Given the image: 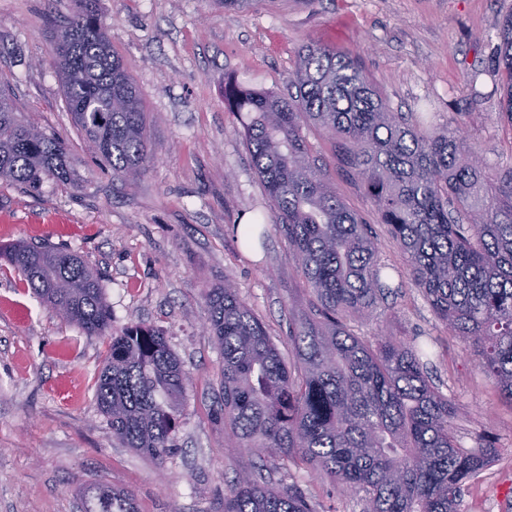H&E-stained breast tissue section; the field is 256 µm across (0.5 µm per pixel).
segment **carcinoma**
<instances>
[{
	"label": "carcinoma",
	"instance_id": "obj_1",
	"mask_svg": "<svg viewBox=\"0 0 512 512\" xmlns=\"http://www.w3.org/2000/svg\"><path fill=\"white\" fill-rule=\"evenodd\" d=\"M74 0L50 41L75 125L112 176L127 183L151 159L138 91L96 14ZM506 73L512 125V14L494 50ZM272 215L232 225L247 248L269 224L288 242L308 290L291 304L287 363L230 281L208 290L210 334L223 358L228 449L255 458L225 482L223 512H316L292 470L312 466L364 502V512H458L467 481L496 456L488 440L462 447L456 408L424 370L418 343L348 328L397 292L372 227L350 210L312 159L302 120L329 140L365 187L435 317L471 343L477 366L512 405V170L492 175L472 143L446 123L421 130L394 112L360 62L332 46L305 45L286 94L224 82ZM65 143L44 134L0 92V180L29 189L71 182ZM8 260L49 309L87 336L111 329L100 273L65 247L13 244ZM190 383L160 330L134 323L111 336L95 398L112 436L161 465L174 448ZM282 473L271 480L268 474ZM82 512H137L131 493L88 488Z\"/></svg>",
	"mask_w": 512,
	"mask_h": 512
}]
</instances>
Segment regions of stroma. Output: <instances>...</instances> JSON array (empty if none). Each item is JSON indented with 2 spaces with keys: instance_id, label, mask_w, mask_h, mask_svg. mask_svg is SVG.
Here are the masks:
<instances>
[{
  "instance_id": "1",
  "label": "stroma",
  "mask_w": 512,
  "mask_h": 512,
  "mask_svg": "<svg viewBox=\"0 0 512 512\" xmlns=\"http://www.w3.org/2000/svg\"><path fill=\"white\" fill-rule=\"evenodd\" d=\"M72 0H0V88L48 136L65 142L73 181L37 190L0 181V246L49 239L102 276L113 331L134 322L162 329L191 382L175 448L164 466L113 438L95 399L108 337L88 336L34 297L0 259V512H80L84 488L131 492L138 512H220L224 483L248 468L225 449L220 416L222 356L210 335L206 289L231 281L289 355L288 303L306 292L288 243L268 232L245 248L231 227L268 212L224 81L284 93L297 51L323 44L356 57L392 111L431 105L453 121L491 172L512 169V125L493 94L491 63L512 0H253L227 10L217 0H97L114 53L144 106L153 159L125 186L88 149L65 104L50 54L53 21ZM480 74L471 86L472 74ZM311 155L346 205L371 224L396 295L350 326L426 344L429 373L460 410L463 447L491 437L494 469L465 487L459 512H512V406L477 366L471 347L435 318L357 180L311 122ZM295 480L316 512H363L360 498L315 469Z\"/></svg>"
}]
</instances>
